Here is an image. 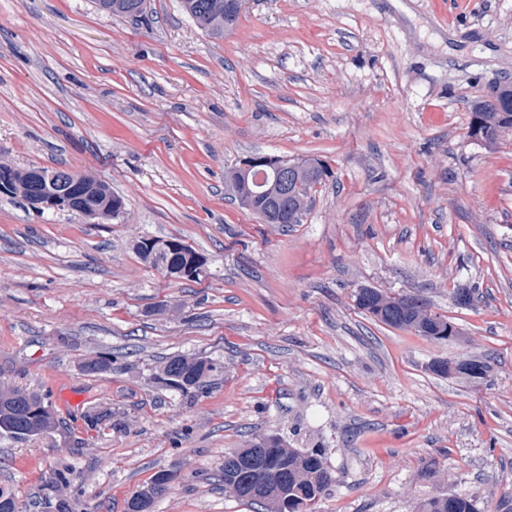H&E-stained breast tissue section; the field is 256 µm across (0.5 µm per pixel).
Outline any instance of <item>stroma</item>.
Listing matches in <instances>:
<instances>
[{
    "label": "stroma",
    "instance_id": "1",
    "mask_svg": "<svg viewBox=\"0 0 512 512\" xmlns=\"http://www.w3.org/2000/svg\"><path fill=\"white\" fill-rule=\"evenodd\" d=\"M147 12L0 0V163L91 174L125 205L91 219L0 194V385L55 413L41 435L0 436V486L47 512L65 470L56 498L127 512L174 469L155 512H258L219 474L274 434L324 448L337 482L316 512L448 493L512 512V130L490 147L467 134L512 79V0H246L222 38L179 0ZM265 154L327 164L301 223L231 200L225 171ZM144 236L181 239L204 274L145 264ZM361 288L418 296L460 335L377 322ZM176 354L224 373L182 396L153 379ZM99 355L110 369L85 372ZM475 357L480 382L429 369ZM99 412L120 427L89 426ZM175 476L176 475H174V473H172L170 470H162L158 472L154 476V479L151 482V486L128 502L127 511L134 512V509H137L141 497L145 495L147 491L154 493V499L152 501L154 505L155 500L166 492L169 483L175 478Z\"/></svg>",
    "mask_w": 512,
    "mask_h": 512
}]
</instances>
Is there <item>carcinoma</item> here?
Instances as JSON below:
<instances>
[{
	"instance_id": "cac0c4a2",
	"label": "carcinoma",
	"mask_w": 512,
	"mask_h": 512,
	"mask_svg": "<svg viewBox=\"0 0 512 512\" xmlns=\"http://www.w3.org/2000/svg\"><path fill=\"white\" fill-rule=\"evenodd\" d=\"M218 1L224 2L181 0V8L196 27L212 36L222 37L237 27L240 15L229 13L224 16V28L216 31L209 29V17ZM96 5L99 10L114 16L135 21L146 19L147 0H96ZM511 129L512 83L506 81L473 108L468 135L484 144L493 145L502 132ZM37 171V167L17 168L0 164V183L14 186L12 194L30 203L40 189ZM327 176L328 169L321 160L307 158L301 161V169L295 176L301 187L292 188V193L282 201V206L292 216L291 223H300L310 201V192ZM224 179L235 195L256 196L254 214L260 215L259 208L263 206L264 199L259 197V193L272 186L273 171L268 169L261 176L257 172L245 173L235 167L224 173ZM72 188L80 196V204L90 210L107 212L113 204L124 206L123 200L112 193L104 182L96 183L89 177L78 178ZM137 251L146 262L175 279L196 278L203 272V257L179 238L165 240L142 237L137 243ZM405 299V295L390 296L373 288H360L355 294L358 309L386 326L437 342L456 338L454 323L433 313L424 302L418 303L415 311L409 309L402 305ZM440 328L448 331V334L443 337L435 335ZM222 373L224 361L218 358L175 355L167 358L155 380L184 396H196L206 392L211 377ZM53 423L51 405L45 397L36 392L0 386V436L29 438L46 432ZM254 448L267 449L270 476L283 498L240 494L237 489L248 476L228 471L224 472V490L242 501L261 505L265 512H283L284 498L288 500V512H315L318 502L336 483L320 448L299 453L287 447L277 436L256 435L241 452L248 453ZM174 478L172 471L162 470L154 476L148 491L154 493L157 499L166 492ZM476 504L477 501L471 497L448 494L424 500L417 512H479Z\"/></svg>"
}]
</instances>
